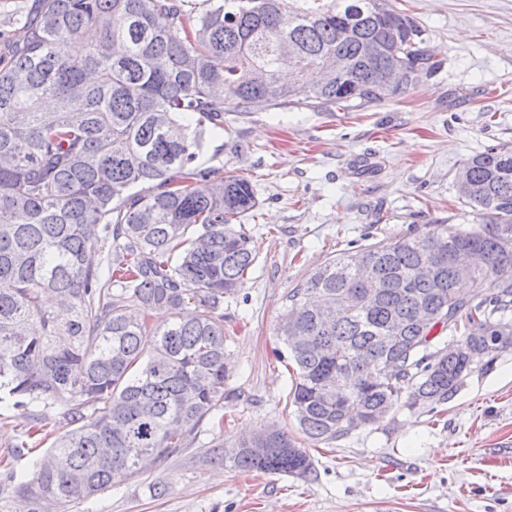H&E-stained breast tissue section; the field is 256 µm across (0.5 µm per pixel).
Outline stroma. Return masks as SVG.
Segmentation results:
<instances>
[{
	"mask_svg": "<svg viewBox=\"0 0 512 512\" xmlns=\"http://www.w3.org/2000/svg\"><path fill=\"white\" fill-rule=\"evenodd\" d=\"M423 29L438 69L402 97L359 112L344 105L228 112L199 162L248 179L243 215L257 261L224 305L234 329L224 427L95 498L44 512H512V348L474 369L436 412L399 409L329 447L310 448L314 479L243 472L215 446L275 425L296 434L291 378L274 351L289 292L334 258L431 224L474 227L455 176L469 156L512 144V0H389ZM25 411L0 418V512L31 456H17Z\"/></svg>",
	"mask_w": 512,
	"mask_h": 512,
	"instance_id": "35a3bbf8",
	"label": "stroma"
}]
</instances>
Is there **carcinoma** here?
I'll return each instance as SVG.
<instances>
[{
  "label": "carcinoma",
  "mask_w": 512,
  "mask_h": 512,
  "mask_svg": "<svg viewBox=\"0 0 512 512\" xmlns=\"http://www.w3.org/2000/svg\"><path fill=\"white\" fill-rule=\"evenodd\" d=\"M33 0L0 37V411L33 417L59 408L69 425L17 493L46 502L89 499L115 472L142 471L194 441L204 421L222 425L228 366L224 300L256 262L250 231L233 220L257 204L250 181L197 164L227 111L353 110L408 93L410 74L436 63L423 31L387 0ZM349 29L354 37H342ZM83 43L72 55L67 47ZM311 64L346 60L339 82L282 70L280 43ZM402 77L378 87L366 64ZM278 97L264 99L266 87ZM471 186L458 199L478 212L471 228L430 224L414 237L343 255L288 295L294 335L278 359L293 374L288 400L315 444L349 435L350 411L369 426L401 407L434 409L473 371L464 350L512 347V147L464 161ZM208 183L201 193L197 183ZM139 186L144 192L136 191ZM478 247L486 264L459 291L454 251ZM102 253L98 262L91 260ZM428 259L437 277L413 269ZM54 294L64 306L51 308ZM352 312L336 317V303ZM427 304L458 336L433 347L416 323ZM165 310L168 323L150 324ZM388 362L398 373H383ZM243 471L309 478V454L287 432L212 449Z\"/></svg>",
  "instance_id": "cac0c4a2"
}]
</instances>
